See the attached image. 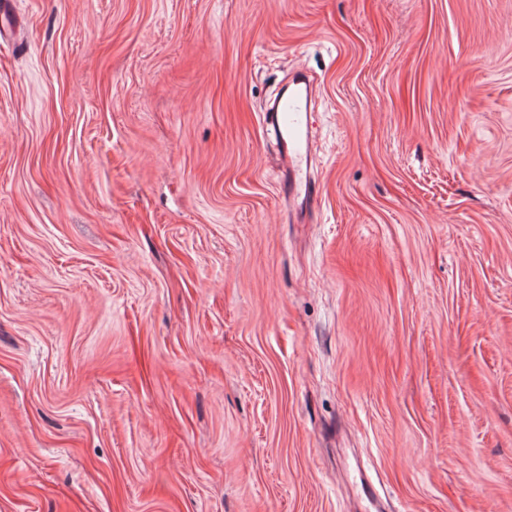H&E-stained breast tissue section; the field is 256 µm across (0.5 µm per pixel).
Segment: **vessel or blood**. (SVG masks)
<instances>
[{
	"label": "vessel or blood",
	"mask_w": 512,
	"mask_h": 512,
	"mask_svg": "<svg viewBox=\"0 0 512 512\" xmlns=\"http://www.w3.org/2000/svg\"><path fill=\"white\" fill-rule=\"evenodd\" d=\"M314 81L306 73H295L287 94L278 97L265 113L267 125L277 138L276 160L290 204L299 209L318 201L317 180L311 173L314 149L312 110Z\"/></svg>",
	"instance_id": "b4317fda"
}]
</instances>
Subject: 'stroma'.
Segmentation results:
<instances>
[{
  "label": "stroma",
  "instance_id": "obj_1",
  "mask_svg": "<svg viewBox=\"0 0 512 512\" xmlns=\"http://www.w3.org/2000/svg\"><path fill=\"white\" fill-rule=\"evenodd\" d=\"M14 11L0 512H512V0ZM314 80L297 72L283 94L264 113L268 126L278 137L277 165L283 176L288 202L308 209L318 201L317 179L311 174L314 149L312 112Z\"/></svg>",
  "mask_w": 512,
  "mask_h": 512
}]
</instances>
